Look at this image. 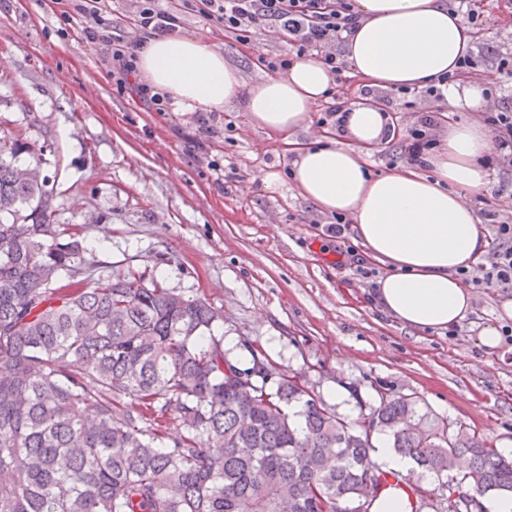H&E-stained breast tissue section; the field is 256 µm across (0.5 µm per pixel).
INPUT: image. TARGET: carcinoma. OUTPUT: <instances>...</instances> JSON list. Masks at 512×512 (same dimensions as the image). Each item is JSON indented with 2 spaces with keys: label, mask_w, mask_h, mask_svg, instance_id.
<instances>
[{
  "label": "carcinoma",
  "mask_w": 512,
  "mask_h": 512,
  "mask_svg": "<svg viewBox=\"0 0 512 512\" xmlns=\"http://www.w3.org/2000/svg\"><path fill=\"white\" fill-rule=\"evenodd\" d=\"M26 152L0 141V512H369L397 478L371 464L376 430L437 476L469 458L468 491L405 482L411 512L512 494V458L462 426L417 433L405 396L379 390L351 423L263 352L229 358L207 302L131 272L87 287Z\"/></svg>",
  "instance_id": "cac0c4a2"
}]
</instances>
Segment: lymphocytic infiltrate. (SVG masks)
<instances>
[{
	"label": "lymphocytic infiltrate",
	"mask_w": 512,
	"mask_h": 512,
	"mask_svg": "<svg viewBox=\"0 0 512 512\" xmlns=\"http://www.w3.org/2000/svg\"><path fill=\"white\" fill-rule=\"evenodd\" d=\"M355 0H201V15L223 24L224 35L237 43L250 41L259 30L280 34L296 55H316L333 75H341L343 63L336 52L343 33L352 31L359 15ZM87 37L103 46L110 58L117 85L127 87L135 73L141 40H127L109 32L86 27ZM442 109L420 113L404 145L409 164L423 167L428 150L436 145L434 130L443 121ZM484 122L493 133L487 167L512 165V113L489 112ZM492 232L493 247L484 261L459 269L465 284L476 288H512V215L500 208H482Z\"/></svg>",
	"instance_id": "obj_1"
}]
</instances>
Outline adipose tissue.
I'll return each mask as SVG.
<instances>
[{"instance_id": "1", "label": "adipose tissue", "mask_w": 512, "mask_h": 512, "mask_svg": "<svg viewBox=\"0 0 512 512\" xmlns=\"http://www.w3.org/2000/svg\"><path fill=\"white\" fill-rule=\"evenodd\" d=\"M360 26L343 43L354 75L387 89L423 88L451 73L471 47L464 15L446 0H355ZM137 69L166 92L176 112H213L239 105L250 126L290 136L306 127L333 77L315 58L296 57L285 70L245 85L223 53L198 36L147 35ZM345 133L302 145L293 161L299 194L320 211L342 213L367 257L384 273L371 301L394 321L416 331L458 326L472 310V294L457 275L486 250V230L468 195L486 190L482 164L491 147L475 123L449 126L427 157L429 174L409 169L377 175L367 156L394 138L374 106L349 109Z\"/></svg>"}]
</instances>
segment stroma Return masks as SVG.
Returning a JSON list of instances; mask_svg holds the SVG:
<instances>
[{"mask_svg":"<svg viewBox=\"0 0 512 512\" xmlns=\"http://www.w3.org/2000/svg\"><path fill=\"white\" fill-rule=\"evenodd\" d=\"M74 2L0 0V137L28 142L19 165L40 160L56 223L81 229L97 264L89 287L133 271L210 303L231 359L262 350L348 420L385 387L415 400L421 426L450 422L512 448V341L491 353L478 342L512 288L474 290L452 335L391 321L354 266L337 265L332 216L298 194L281 138L235 107L154 112L135 91H117ZM179 30L223 52L249 85L265 76L259 53L293 56L269 31L230 43L195 11ZM480 48L492 75L484 112L512 109V77L494 64L512 53V21L492 17ZM484 112L449 109L448 125L482 123Z\"/></svg>","mask_w":512,"mask_h":512,"instance_id":"35a3bbf8","label":"stroma"}]
</instances>
